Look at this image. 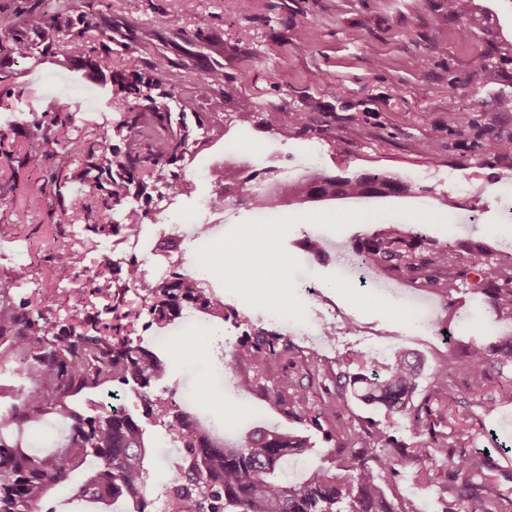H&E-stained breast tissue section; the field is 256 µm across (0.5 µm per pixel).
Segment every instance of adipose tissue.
Returning <instances> with one entry per match:
<instances>
[{
    "label": "adipose tissue",
    "mask_w": 512,
    "mask_h": 512,
    "mask_svg": "<svg viewBox=\"0 0 512 512\" xmlns=\"http://www.w3.org/2000/svg\"><path fill=\"white\" fill-rule=\"evenodd\" d=\"M257 246L267 254V261L261 266L252 259V251ZM222 263L225 278L245 288H278L285 282L284 263L278 256L273 233L262 224L245 227L238 247L225 253Z\"/></svg>",
    "instance_id": "1"
}]
</instances>
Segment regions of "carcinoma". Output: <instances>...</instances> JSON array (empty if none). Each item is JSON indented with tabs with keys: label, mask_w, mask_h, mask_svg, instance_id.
<instances>
[{
	"label": "carcinoma",
	"mask_w": 512,
	"mask_h": 512,
	"mask_svg": "<svg viewBox=\"0 0 512 512\" xmlns=\"http://www.w3.org/2000/svg\"><path fill=\"white\" fill-rule=\"evenodd\" d=\"M452 15L463 36L485 41L481 73L491 74L512 61V49L496 40L492 17L478 0H455ZM20 23L45 33L41 56L55 55L57 33L65 31L80 41L94 28L92 16L74 14L71 0H30L21 22L14 13L0 10V30L11 34L7 43L0 45V53L22 60L34 59L36 54L33 45L16 34ZM91 52L85 62L113 72L111 100L123 108L120 120L103 129L99 143L73 137L72 117L67 112H57L47 122L34 120L31 138L37 141V149L24 154L25 164L41 170L59 154L74 157L84 174L86 203L67 217L99 239L116 232L129 236L145 223L150 211L130 207L122 224L109 223L108 213L122 204L132 187L149 203L162 181L175 194L189 193L183 169L196 160L204 124L200 119L194 124L175 120L170 112L144 106L153 102V91L162 86L174 93L179 72L170 70L147 78L123 68L112 55V33L106 31L100 32L99 46ZM222 85L224 70L215 66L198 83L196 96L210 101L215 87ZM206 133L205 142L212 146L224 137V126L214 125ZM114 134L126 142L125 149L113 147ZM213 178L224 180V187L235 190L225 206L246 205L260 215L274 213L284 202L383 198L408 192V186L380 173L340 176L320 170L300 191L291 182L278 181L268 190L250 194L237 187L235 175L227 169ZM66 186L64 169L59 168L43 179L39 192L60 198ZM421 245L422 238L408 239L399 225L387 224L359 244L355 254L378 277L401 275L447 296L464 286L480 290L493 313L512 318V253L492 258L483 247L471 245L470 261L465 264L457 257L458 245L451 241L428 248L425 258L419 257ZM50 261L64 271L74 266L76 258L71 251L59 249L51 253ZM31 273L30 266H17L9 279L0 281V347L8 346L14 358L25 363L21 372L29 379L25 389L0 386V392L5 390L12 398L10 411L0 416V512H45L48 490L66 484L91 457L98 460V467L79 486L83 496L146 504V441L140 419L123 408L100 409L92 399L85 408L72 401L84 391L114 383L135 390L143 418L169 417L168 440L189 453L191 465L169 480L165 512H421L414 499L391 501L382 483L403 470L433 481V459L409 450L376 422L362 423V435L372 442L371 447L350 448L339 442L341 465L334 470L318 467L304 482L293 483L282 476L281 463L289 456L307 455L312 448L309 439L261 429L235 447L218 446L195 428L189 415L171 411L168 401L156 394V382L167 376V362L125 335L139 314L128 308L124 295L112 293L109 271L88 277L83 288V294L103 295L108 303L76 324L29 299L15 300L12 292L27 284ZM150 291L148 312L157 323L170 319L181 306L208 304L201 286L176 278L159 281ZM293 351L287 337L262 331L238 343L224 367L240 375L242 387L249 390V372ZM351 363L357 372L336 385V396L350 395L388 413L403 414L411 436L427 438L437 447L448 461L446 489L452 507L446 512H496L505 494L486 482L490 457L439 440L436 424L441 422V414L437 406L448 401V375L458 367H463L474 387L488 380L491 372L512 368V336L471 344L461 365L448 356V362L437 366L428 392L417 405L413 394L418 388L419 362L411 361L408 353L396 351L383 362L361 354ZM268 394L276 404L317 427L336 413L335 403L312 404L307 394L281 385ZM45 414L62 418L69 430L55 458L31 455L21 444L4 438L3 433Z\"/></svg>",
	"instance_id": "1"
}]
</instances>
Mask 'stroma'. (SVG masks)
<instances>
[{"label": "stroma", "instance_id": "35a3bbf8", "mask_svg": "<svg viewBox=\"0 0 512 512\" xmlns=\"http://www.w3.org/2000/svg\"><path fill=\"white\" fill-rule=\"evenodd\" d=\"M97 14L111 16L112 38L125 49L126 67L148 74L180 72L174 95L157 98V108L184 113L191 123L200 117L209 125L223 124L226 136L248 143L244 160L250 168L265 167L263 153L272 146L292 179L305 174L304 158L315 153L320 169L329 173H384L410 187L400 196L283 206L272 226L278 255L287 262L286 286L277 295L225 280L221 253L255 222L252 211L225 209L223 233L209 235L200 248L220 280L228 316L223 331L208 332L207 349L191 356L172 348L190 331L181 317L158 325L145 314L136 331L141 346L170 363L158 385L163 397L207 416L230 443L258 428L309 437V457L284 464L296 479L308 468L331 465L335 437L357 441L367 418L414 451L427 453L424 439L412 437L400 417L358 400L338 402L335 419L320 430L268 400L265 391L285 382L306 390L311 402L329 401L346 358L365 352L382 359L398 348L417 355L424 388L448 355H463L472 340L512 331V322L498 320L483 295L471 289L447 297L401 277L380 281L350 270L356 244L388 222L408 233L424 231L435 245L482 242L512 252V154L487 150L489 134L512 139V112L494 105L498 95L512 94V62L487 79L483 104L472 105L466 80L478 74L485 42L461 36L448 0H103ZM168 15L180 17V29L160 25ZM307 28L314 30L313 38L304 36ZM415 57L426 60L424 69L409 67ZM218 63L224 66L227 92L220 114L195 96L198 82ZM0 67L12 73L0 85V114L16 112L21 118L17 124L0 121L14 145L12 160L0 157V247L21 246L33 266L32 284L17 289V297L39 299L53 314L80 318L85 313L81 290L98 268L99 252L77 229H53L51 201L35 192L44 173L24 168L21 158L32 144L31 119L72 113L75 136L87 140L115 122L119 110L110 101L111 75L91 67L65 68L49 58H6ZM239 112L256 113V123L240 129L233 121ZM451 112L463 113L462 125H447ZM293 118L296 132L280 136L279 124ZM434 136L439 149L432 157L427 147ZM310 239L323 243V258L305 250ZM58 247L77 253L71 270L61 272L48 263V254ZM200 249L186 242L180 252L187 256ZM395 291L406 304L429 310L435 335H409V319L391 298ZM274 309L308 319L312 332L293 337L294 360L271 364L252 390L242 391L237 374L220 376L215 367L247 337L280 333V326L264 319ZM330 310L338 317L326 329L323 317ZM448 386L441 438L488 453L496 466L492 483L512 489V404L502 400L512 391V371L492 374L478 392L468 389L460 371L449 376ZM196 392L206 393L207 401L192 403ZM216 395L223 397V408L214 406ZM67 435L65 425L47 414L32 435L23 436L22 445L46 457ZM146 435L147 496L151 512H163L168 465L187 451L167 439L162 424L147 422ZM85 477L75 472L69 484L50 490L51 512H135L121 498L81 499L78 487ZM384 490L395 501L418 499L424 512H445L448 506L443 483L423 488L407 471L387 479Z\"/></svg>", "mask_w": 512, "mask_h": 512}]
</instances>
